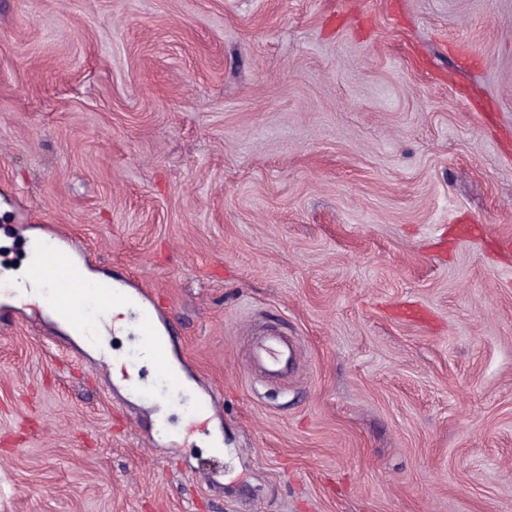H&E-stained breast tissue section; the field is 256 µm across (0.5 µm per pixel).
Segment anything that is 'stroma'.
Listing matches in <instances>:
<instances>
[{
	"instance_id": "1",
	"label": "stroma",
	"mask_w": 512,
	"mask_h": 512,
	"mask_svg": "<svg viewBox=\"0 0 512 512\" xmlns=\"http://www.w3.org/2000/svg\"><path fill=\"white\" fill-rule=\"evenodd\" d=\"M46 234L148 284L224 467L21 305L0 512H512V0H0V261ZM292 356L288 339L276 332H269L255 347L251 361L257 362L269 373H280L288 368Z\"/></svg>"
}]
</instances>
